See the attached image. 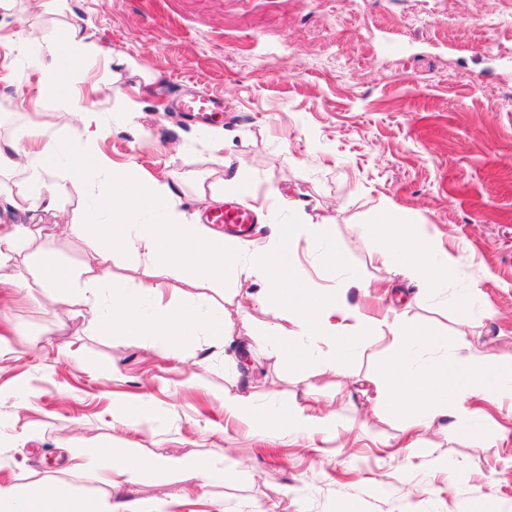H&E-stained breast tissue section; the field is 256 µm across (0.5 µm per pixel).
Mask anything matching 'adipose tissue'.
<instances>
[{"instance_id":"adipose-tissue-1","label":"adipose tissue","mask_w":512,"mask_h":512,"mask_svg":"<svg viewBox=\"0 0 512 512\" xmlns=\"http://www.w3.org/2000/svg\"><path fill=\"white\" fill-rule=\"evenodd\" d=\"M89 28L88 22L76 23L60 46L29 31L25 41L0 52V69L11 71L14 57L27 56L41 75L35 101L45 103L57 95L75 59L110 56L109 48L91 42ZM62 145L60 134L42 130L30 133L25 142L0 139V172L22 167L31 171L23 190L0 191V210L51 212L59 206V185L96 184L93 210L84 212L81 223L56 228L58 236L77 234L95 241L96 246L83 265L74 269L64 265L53 250L38 246L41 230L36 225L1 224V289L21 287L17 272L21 259L29 265L31 287L43 289L73 313L95 306L100 289L111 287L110 309L97 317L103 335L148 341L164 357L174 349L192 347L201 350L198 364L203 367L234 341L223 314L210 311L204 295L167 303L164 292L170 280L215 281L231 268L237 276L260 280V288L246 294L242 315L252 341L285 363L344 368L359 355L377 325L385 324L401 350L388 362L385 379H367L374 389L375 412L412 417L416 428L448 420L458 437L476 440L483 431L473 422L469 402L495 404L512 398V369L503 370L479 356L468 336L459 335L451 342L430 326L409 319L405 309H389L378 319L350 307L342 289L308 287L294 260L295 227L278 223L275 207H267L262 216L270 224L274 249L246 263L243 246L224 240L200 223L196 214L182 209L169 184L144 180L131 165L111 164L95 152L65 154ZM142 209L148 210L150 219L140 224L97 220L101 212L118 215ZM372 221L384 229L374 245L376 259L384 268L414 279L424 294L448 276L447 253L411 229L391 206H379ZM117 249L148 267L146 279L136 289L116 280L108 266ZM224 412L307 436L338 423L334 412H313L274 394L261 405L255 394L237 388L225 390ZM149 467L206 485L234 478L240 464L229 458L220 468L200 458L158 455L146 459L134 449L106 444L82 469L91 478L106 480L112 489L108 500L77 505L63 485L32 494L19 485L1 483L0 512H176L173 500L137 497L134 487Z\"/></svg>"}]
</instances>
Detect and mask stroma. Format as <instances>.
I'll return each instance as SVG.
<instances>
[{
	"label": "stroma",
	"instance_id": "1",
	"mask_svg": "<svg viewBox=\"0 0 512 512\" xmlns=\"http://www.w3.org/2000/svg\"><path fill=\"white\" fill-rule=\"evenodd\" d=\"M80 18L92 20L95 41L136 62L72 67L71 82L100 88L87 103L104 130L99 153L174 184L201 214L222 198L293 201L280 221L301 227L294 252L311 287L354 277L366 288L350 289L349 302L375 317L398 291L412 301L411 318L452 338L469 329L457 297L475 293L488 311L469 329L477 349L512 367V0H9L0 42L33 28L61 42ZM33 81L23 57L0 81V137L68 126L67 148L81 151L65 95L23 105ZM182 93L218 96L224 110L198 124L173 109ZM385 203L451 259L423 301L414 281L373 256L372 215ZM327 245L342 267L324 256ZM182 288L223 307L233 335L248 342L238 302L252 282L228 274ZM8 306L20 334L14 357L0 360V482L32 491L64 482L78 500H99L110 487L75 468L68 450L92 455L112 441L149 456L221 450L244 462L233 481L203 488L145 472L139 497L182 496L179 512H482L490 497L512 512L511 410L484 406L476 441L433 427L424 459L404 446L406 418L372 412L361 380L398 351L386 327L341 371L291 367L257 345L251 369L239 372L225 356L201 368L102 335L87 311L59 324L37 289H12ZM45 340L52 348L34 349ZM230 386L317 404L346 425L305 438L241 424L224 416ZM20 394L28 402L18 409ZM120 402L149 419V433L118 423Z\"/></svg>",
	"mask_w": 512,
	"mask_h": 512
}]
</instances>
